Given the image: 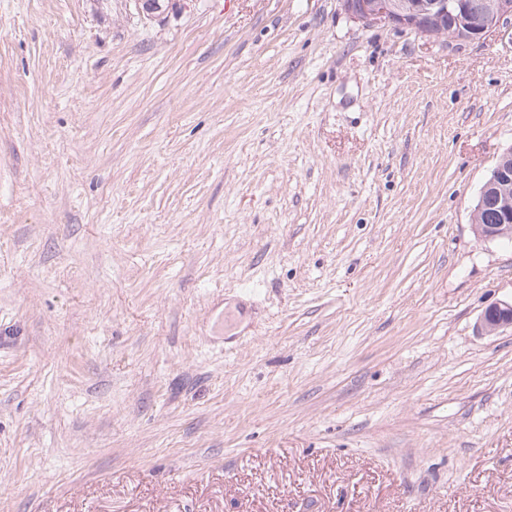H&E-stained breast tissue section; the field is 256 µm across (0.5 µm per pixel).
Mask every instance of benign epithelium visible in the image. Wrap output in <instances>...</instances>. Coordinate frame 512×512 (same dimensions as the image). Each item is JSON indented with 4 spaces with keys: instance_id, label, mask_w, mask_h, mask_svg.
<instances>
[{
    "instance_id": "1",
    "label": "benign epithelium",
    "mask_w": 512,
    "mask_h": 512,
    "mask_svg": "<svg viewBox=\"0 0 512 512\" xmlns=\"http://www.w3.org/2000/svg\"><path fill=\"white\" fill-rule=\"evenodd\" d=\"M346 12L365 24L388 21L449 44L479 42L487 36L512 29V0H485L476 17L473 3L457 0L458 15H453L448 0H343ZM493 209L500 223L484 224L481 213ZM473 231L481 240L512 239V148L499 158L491 176L480 189L473 212ZM512 329V300L487 307L476 330L491 336Z\"/></svg>"
}]
</instances>
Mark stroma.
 I'll return each instance as SVG.
<instances>
[{"instance_id":"35a3bbf8","label":"stroma","mask_w":512,"mask_h":512,"mask_svg":"<svg viewBox=\"0 0 512 512\" xmlns=\"http://www.w3.org/2000/svg\"><path fill=\"white\" fill-rule=\"evenodd\" d=\"M512 34L342 0H0V512H512ZM494 209L500 223L496 224ZM483 224L480 216L486 211ZM473 231L481 240L512 239V148L499 158L491 176L480 189L473 212ZM508 328L512 330V299L490 305L476 323L477 332L485 336L497 335Z\"/></svg>"}]
</instances>
